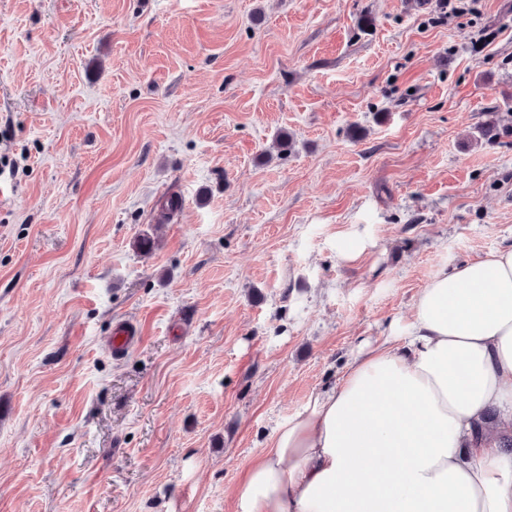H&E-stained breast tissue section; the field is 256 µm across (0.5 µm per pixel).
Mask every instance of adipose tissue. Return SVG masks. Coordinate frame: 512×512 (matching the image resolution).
I'll return each instance as SVG.
<instances>
[{
  "mask_svg": "<svg viewBox=\"0 0 512 512\" xmlns=\"http://www.w3.org/2000/svg\"><path fill=\"white\" fill-rule=\"evenodd\" d=\"M512 245L422 288L395 346L367 345L310 392L236 490L237 512H512ZM495 431L500 447L512 451V429H506L504 426L501 427L496 413L492 410L472 424L471 439L477 442L479 439H482L486 433Z\"/></svg>",
  "mask_w": 512,
  "mask_h": 512,
  "instance_id": "obj_1",
  "label": "adipose tissue"
}]
</instances>
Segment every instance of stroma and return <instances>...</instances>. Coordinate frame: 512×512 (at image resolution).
Listing matches in <instances>:
<instances>
[{"instance_id":"1","label":"stroma","mask_w":512,"mask_h":512,"mask_svg":"<svg viewBox=\"0 0 512 512\" xmlns=\"http://www.w3.org/2000/svg\"><path fill=\"white\" fill-rule=\"evenodd\" d=\"M438 15L0 0V512H235L312 390L512 244V0ZM366 241L354 233L343 234L338 240V251L341 257L348 261L356 260L365 250ZM138 329L132 323H121L113 331L109 339V347L114 354L124 352L135 340L138 339Z\"/></svg>"}]
</instances>
